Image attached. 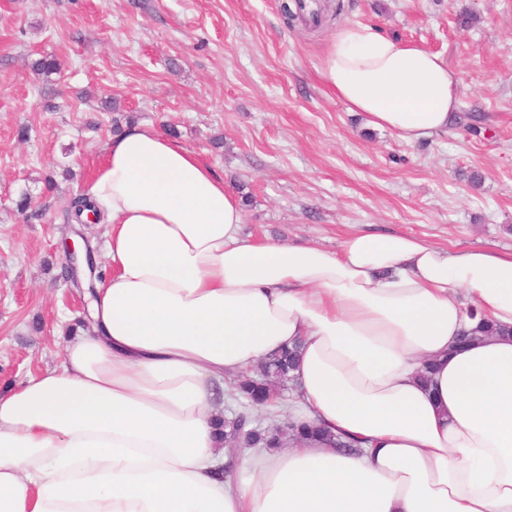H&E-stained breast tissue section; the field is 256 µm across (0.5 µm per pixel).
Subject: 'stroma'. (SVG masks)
Instances as JSON below:
<instances>
[{"mask_svg": "<svg viewBox=\"0 0 512 512\" xmlns=\"http://www.w3.org/2000/svg\"><path fill=\"white\" fill-rule=\"evenodd\" d=\"M287 27L281 0H0V390L54 368L66 223L117 114L178 142L247 194L242 234L336 249L352 231L512 253V0H340ZM436 53L459 77L461 123L414 145L369 127L319 77L338 24ZM55 58L60 73L38 75ZM32 204L18 213L22 196Z\"/></svg>", "mask_w": 512, "mask_h": 512, "instance_id": "35a3bbf8", "label": "stroma"}]
</instances>
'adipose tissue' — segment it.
Returning a JSON list of instances; mask_svg holds the SVG:
<instances>
[{"instance_id":"ef3b65f1","label":"adipose tissue","mask_w":512,"mask_h":512,"mask_svg":"<svg viewBox=\"0 0 512 512\" xmlns=\"http://www.w3.org/2000/svg\"><path fill=\"white\" fill-rule=\"evenodd\" d=\"M318 73L350 111L414 144L446 131L458 76L370 25L337 29ZM90 329L0 392V512H512V254L404 234L337 250L241 235L237 194L144 124L103 149ZM506 328L456 347L479 320ZM291 442L228 458L226 381L295 342Z\"/></svg>"}]
</instances>
